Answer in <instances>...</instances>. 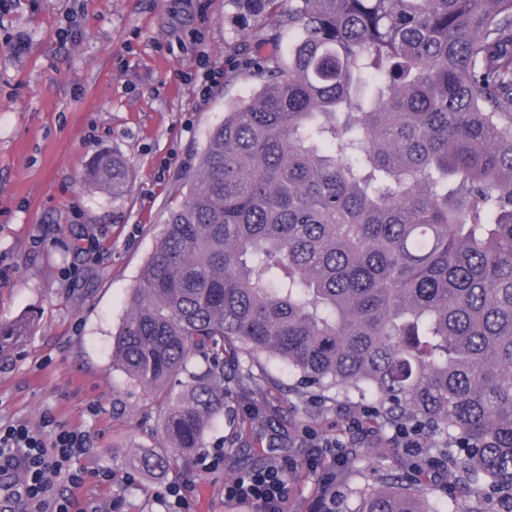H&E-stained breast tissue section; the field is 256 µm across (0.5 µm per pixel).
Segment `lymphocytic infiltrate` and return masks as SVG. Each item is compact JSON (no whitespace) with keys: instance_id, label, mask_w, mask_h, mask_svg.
Returning <instances> with one entry per match:
<instances>
[{"instance_id":"f902f5d3","label":"lymphocytic infiltrate","mask_w":512,"mask_h":512,"mask_svg":"<svg viewBox=\"0 0 512 512\" xmlns=\"http://www.w3.org/2000/svg\"><path fill=\"white\" fill-rule=\"evenodd\" d=\"M88 431L58 424L44 415L40 427L17 419L0 424V475L18 472L23 491L34 501L37 512H76L89 481L104 484L105 472L90 473L73 468L72 461L92 448ZM288 462L271 463L236 477L224 486L226 500L250 506L251 512H285L288 502ZM66 484L53 493L55 481Z\"/></svg>"}]
</instances>
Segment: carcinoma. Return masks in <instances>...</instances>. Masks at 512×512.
I'll list each match as a JSON object with an SVG mask.
<instances>
[{
  "mask_svg": "<svg viewBox=\"0 0 512 512\" xmlns=\"http://www.w3.org/2000/svg\"><path fill=\"white\" fill-rule=\"evenodd\" d=\"M224 105L126 300L112 365L194 468L226 386L372 398L429 442L341 512H512V0H233ZM288 37V53L281 50ZM87 181L127 192L104 152ZM439 462L465 501L428 505Z\"/></svg>",
  "mask_w": 512,
  "mask_h": 512,
  "instance_id": "carcinoma-1",
  "label": "carcinoma"
}]
</instances>
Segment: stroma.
<instances>
[{
    "instance_id": "1",
    "label": "stroma",
    "mask_w": 512,
    "mask_h": 512,
    "mask_svg": "<svg viewBox=\"0 0 512 512\" xmlns=\"http://www.w3.org/2000/svg\"><path fill=\"white\" fill-rule=\"evenodd\" d=\"M239 31L228 0H0V323L30 324L0 336V421L37 427L49 412L89 431L94 446L73 465L111 473L87 492L99 512L116 499L119 512H176L160 496L169 483L187 486L190 512H248L224 485L273 459L292 465L288 512H334L337 491L399 471L407 454L366 428L364 401L298 398L288 367L267 361L254 373L277 410L227 397L205 436L224 450L217 469L128 467L163 440L112 365V337L225 102L252 91L241 78L198 88L205 71L232 76ZM104 150L131 166L125 195L83 180Z\"/></svg>"
}]
</instances>
